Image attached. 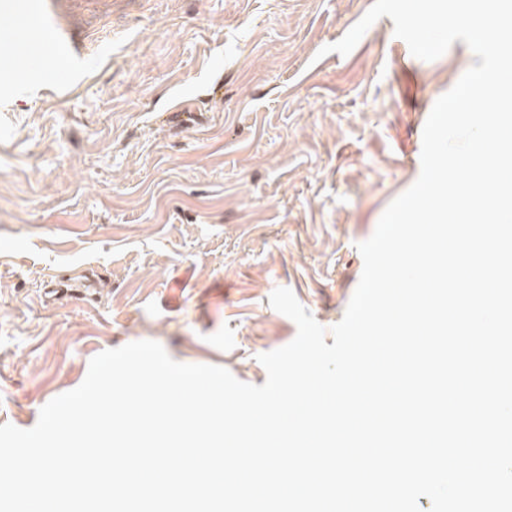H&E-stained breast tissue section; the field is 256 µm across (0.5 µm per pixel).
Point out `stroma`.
Returning a JSON list of instances; mask_svg holds the SVG:
<instances>
[{
    "instance_id": "obj_1",
    "label": "stroma",
    "mask_w": 512,
    "mask_h": 512,
    "mask_svg": "<svg viewBox=\"0 0 512 512\" xmlns=\"http://www.w3.org/2000/svg\"><path fill=\"white\" fill-rule=\"evenodd\" d=\"M374 0H0V425L33 427L96 354L138 340L263 385L259 354L323 327L357 243L421 171L436 100L477 59L414 57ZM23 28L28 53L9 33ZM64 28L84 58L59 67ZM93 293L44 301L48 270Z\"/></svg>"
}]
</instances>
